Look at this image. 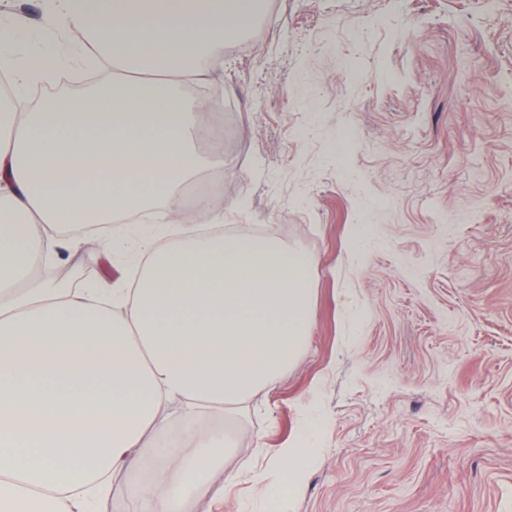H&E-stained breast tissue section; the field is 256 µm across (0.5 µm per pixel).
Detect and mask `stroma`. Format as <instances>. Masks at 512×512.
Wrapping results in <instances>:
<instances>
[{
	"label": "stroma",
	"instance_id": "stroma-1",
	"mask_svg": "<svg viewBox=\"0 0 512 512\" xmlns=\"http://www.w3.org/2000/svg\"><path fill=\"white\" fill-rule=\"evenodd\" d=\"M42 10L0 0L17 54L83 82ZM252 29L197 93L232 107L225 224L319 261L313 327L187 512H512V0H266ZM60 259L81 286L137 271ZM311 426L302 493L268 503L264 449Z\"/></svg>",
	"mask_w": 512,
	"mask_h": 512
}]
</instances>
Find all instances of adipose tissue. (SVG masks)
I'll return each instance as SVG.
<instances>
[{"instance_id":"ef3b65f1","label":"adipose tissue","mask_w":512,"mask_h":512,"mask_svg":"<svg viewBox=\"0 0 512 512\" xmlns=\"http://www.w3.org/2000/svg\"><path fill=\"white\" fill-rule=\"evenodd\" d=\"M264 0H48L47 28L92 29L82 54L110 79L30 105L21 86L61 60L28 58L0 100V512H186L232 438L221 422L262 401L311 333L317 258L225 234L224 99L195 97L224 39ZM197 184L202 204L185 210ZM161 206L177 239L146 240L136 276L81 288L46 277L64 227ZM310 434L269 448L299 496ZM151 449L155 479L129 503L108 482Z\"/></svg>"}]
</instances>
